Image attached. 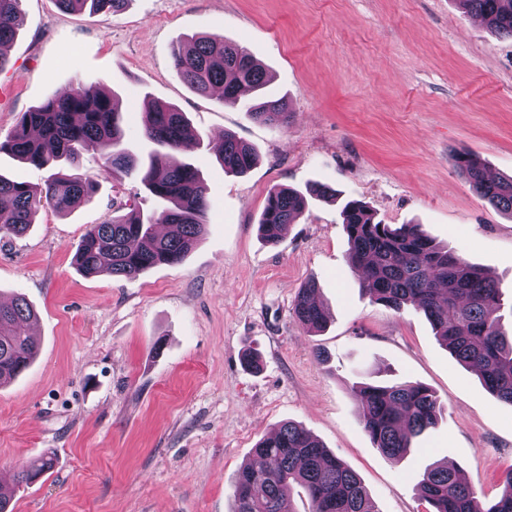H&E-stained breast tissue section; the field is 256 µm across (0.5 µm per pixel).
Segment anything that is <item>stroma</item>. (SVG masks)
<instances>
[{
  "mask_svg": "<svg viewBox=\"0 0 512 512\" xmlns=\"http://www.w3.org/2000/svg\"><path fill=\"white\" fill-rule=\"evenodd\" d=\"M0 72V138L23 112L73 83H98L121 114L124 144L149 102L185 112L196 138L180 158L209 192L199 244L177 265L134 279L86 276L73 263L89 225L161 202L97 152L76 170L93 198L62 216L39 207L26 235L0 237V301L23 295L38 354L0 387V461L45 456L50 474L21 488L14 512H233L237 470L281 423L300 425L353 469L377 512H431L424 470L447 461L488 499L512 467V405L458 364L426 318L371 301L348 263L341 210L366 203L386 224H418L480 266L512 324V216L476 195L455 163L479 156L512 175V41L458 0H128L112 13L64 12L21 0ZM235 43L271 76L288 126L253 120L249 98L222 105L192 91L172 64L187 38ZM234 133L257 164L225 173L215 141ZM334 189L309 200L278 244L258 225L272 187ZM327 325L294 318L307 280ZM263 360L245 370L246 349ZM418 382L444 411L399 463L363 430L353 385Z\"/></svg>",
  "mask_w": 512,
  "mask_h": 512,
  "instance_id": "1",
  "label": "stroma"
}]
</instances>
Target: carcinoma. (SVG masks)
Segmentation results:
<instances>
[{
    "mask_svg": "<svg viewBox=\"0 0 512 512\" xmlns=\"http://www.w3.org/2000/svg\"><path fill=\"white\" fill-rule=\"evenodd\" d=\"M19 2L0 0V72L7 62L1 47L13 40L19 26ZM56 2L64 10L88 4L93 11L117 12L126 0ZM460 2L497 36L512 39V0ZM173 65L194 92L209 96L220 88L219 102L225 106L251 93L248 112L255 121L288 125L287 102L263 93L266 70L236 45L201 35L174 51ZM143 130L155 149L139 161L123 146L124 132L111 96L96 83L78 82L22 113L0 141V153L41 168L72 165L82 151L96 150L114 171L136 175L149 194L167 203L146 218L132 213L90 226L74 255L84 275L132 279L154 267L179 264L202 233L210 201L198 171L179 159L182 145L192 136L185 113L155 103L143 113ZM257 160L252 145L224 134L219 153L224 172L245 174ZM456 163L477 195L512 215V176H488L474 155H459ZM94 192V180L80 176L57 173L41 187L0 176V199L6 201L0 206V233L21 237L41 204L67 215ZM306 204V196L289 188L271 189L259 222L262 239L277 244ZM342 216L350 262L361 269L370 297L397 311L412 307L423 313L450 355L475 370L498 400L512 405V341L499 314L497 284L459 253L435 243L419 224H384L360 201L347 202ZM317 291L315 280H307L293 309L295 319L315 331L326 323ZM33 316L22 297L0 303V385L20 375L36 356L37 344L28 333ZM356 392L362 398L361 422L373 446L397 463L406 457L413 439L434 427L441 414L438 398L421 383L360 382ZM253 454L260 464H246L235 476L234 512H294L291 493L296 486L308 495L310 512H376L358 475L293 422L264 436ZM53 466L52 458L42 457L20 468L14 485L0 483V512H8L20 487L36 482ZM502 483L501 494L485 501L458 470L433 464L419 489L433 512H512V469L504 473Z\"/></svg>",
    "mask_w": 512,
    "mask_h": 512,
    "instance_id": "carcinoma-1",
    "label": "carcinoma"
}]
</instances>
